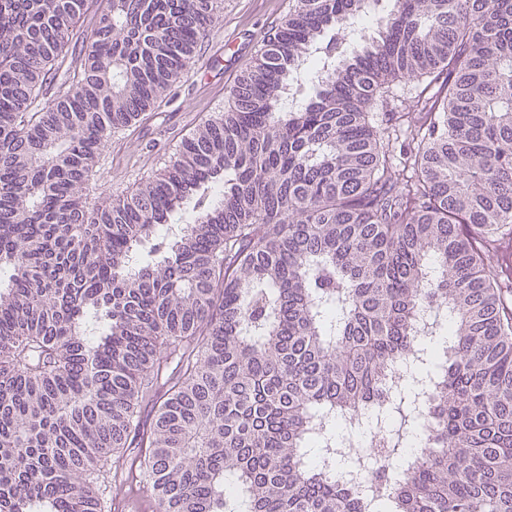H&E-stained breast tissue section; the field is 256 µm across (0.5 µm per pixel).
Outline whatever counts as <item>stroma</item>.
I'll use <instances>...</instances> for the list:
<instances>
[{
    "instance_id": "35a3bbf8",
    "label": "stroma",
    "mask_w": 512,
    "mask_h": 512,
    "mask_svg": "<svg viewBox=\"0 0 512 512\" xmlns=\"http://www.w3.org/2000/svg\"><path fill=\"white\" fill-rule=\"evenodd\" d=\"M293 6L294 0H222V11L200 46L193 69L156 109L112 136L102 149L87 190L89 202L126 197L163 167L204 119L224 111L239 75ZM417 91V82L396 83L383 109L374 115L392 150H399L410 134L400 114Z\"/></svg>"
}]
</instances>
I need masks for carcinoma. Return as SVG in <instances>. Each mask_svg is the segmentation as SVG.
<instances>
[{
    "label": "carcinoma",
    "instance_id": "obj_1",
    "mask_svg": "<svg viewBox=\"0 0 512 512\" xmlns=\"http://www.w3.org/2000/svg\"><path fill=\"white\" fill-rule=\"evenodd\" d=\"M376 2L296 0L228 109L89 211L220 0H0V512H105L94 467L130 447L158 512H512L485 263L512 229V0ZM442 76L394 155L373 112ZM373 432L369 495L336 448Z\"/></svg>",
    "mask_w": 512,
    "mask_h": 512
}]
</instances>
